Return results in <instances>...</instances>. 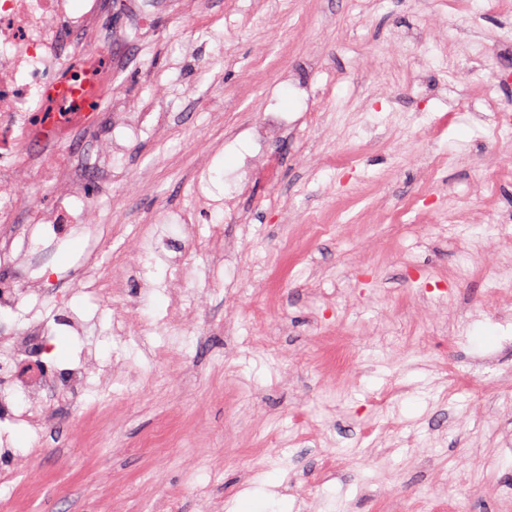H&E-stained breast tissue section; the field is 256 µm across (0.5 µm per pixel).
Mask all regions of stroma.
<instances>
[{
  "label": "stroma",
  "instance_id": "35a3bbf8",
  "mask_svg": "<svg viewBox=\"0 0 512 512\" xmlns=\"http://www.w3.org/2000/svg\"><path fill=\"white\" fill-rule=\"evenodd\" d=\"M140 2L109 12L123 56L112 93L126 114L62 147L88 180L71 206L89 228L35 238L0 281L48 274L68 290L91 238L107 256L161 224L162 258L127 290L161 322L168 265L188 246L169 215L193 206L199 182L231 192L254 152L242 127L265 125L279 170L241 199L248 223L220 210L199 220L203 233L223 225L240 257L194 260L187 378L137 341L116 345L110 307L71 293L88 331L61 332L45 363L89 351L145 377L100 385L79 410L59 406L41 442L11 428L0 512L16 485L34 489L19 512H99L107 500L112 512H411L416 501L512 512V298L494 303L482 274L512 267V241L489 226L512 215V178L490 190L481 180L488 164L512 169V134L493 136L471 96L480 81L512 108V85L496 78L512 60L475 59L512 31V14L488 0H476L473 24L445 0H198L192 12L150 0L146 37ZM407 30L456 38L445 56L418 59L400 41ZM410 68L412 86L401 80ZM148 100L167 113L164 130L138 124ZM111 140L118 150L106 151ZM434 156L451 162L427 169ZM463 209L470 223H449ZM343 348L355 363L341 369ZM107 415L112 439L92 447L91 424Z\"/></svg>",
  "mask_w": 512,
  "mask_h": 512
}]
</instances>
